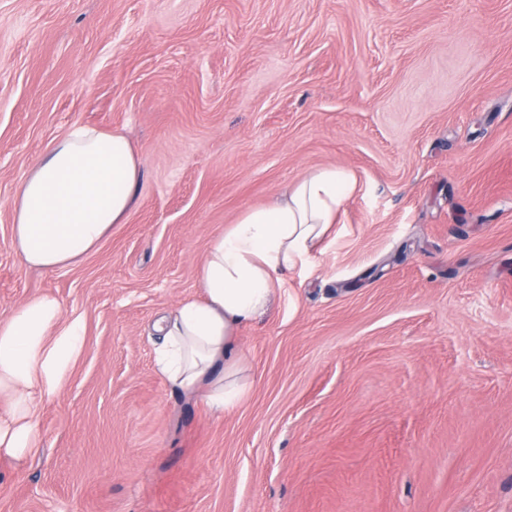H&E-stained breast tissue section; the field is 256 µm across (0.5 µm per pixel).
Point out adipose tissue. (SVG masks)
<instances>
[{
	"instance_id": "1",
	"label": "adipose tissue",
	"mask_w": 512,
	"mask_h": 512,
	"mask_svg": "<svg viewBox=\"0 0 512 512\" xmlns=\"http://www.w3.org/2000/svg\"><path fill=\"white\" fill-rule=\"evenodd\" d=\"M140 179V159L118 131L77 126L25 172L12 201L11 248L23 263L54 270L93 251L124 223ZM348 171L328 165L296 180L274 202L244 210L215 236L197 270L201 297L156 323L155 365L173 386L206 388L216 409L240 401L246 384L236 341L239 326L263 315L278 275L303 268L335 236L356 189ZM85 345L79 320L52 295L34 296L0 319V449L37 446V414L60 393Z\"/></svg>"
}]
</instances>
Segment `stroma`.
<instances>
[{
	"label": "stroma",
	"instance_id": "35a3bbf8",
	"mask_svg": "<svg viewBox=\"0 0 512 512\" xmlns=\"http://www.w3.org/2000/svg\"><path fill=\"white\" fill-rule=\"evenodd\" d=\"M75 125L135 200L31 269L11 202ZM324 165L358 188L239 327V405L167 383L212 238ZM39 294L85 349L0 512H512V0H0V318Z\"/></svg>",
	"mask_w": 512,
	"mask_h": 512
}]
</instances>
